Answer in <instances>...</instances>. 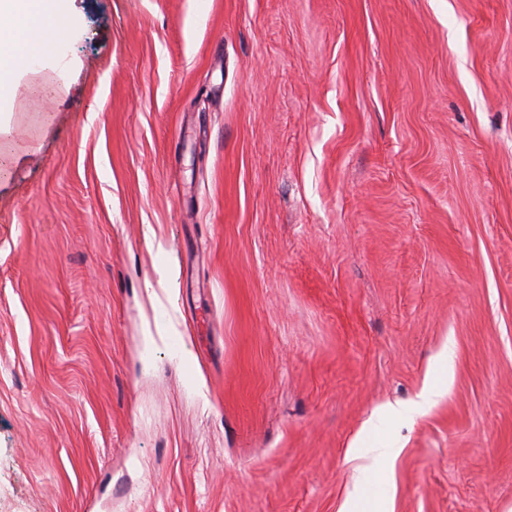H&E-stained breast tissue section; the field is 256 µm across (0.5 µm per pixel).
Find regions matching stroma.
<instances>
[{
  "mask_svg": "<svg viewBox=\"0 0 512 512\" xmlns=\"http://www.w3.org/2000/svg\"><path fill=\"white\" fill-rule=\"evenodd\" d=\"M71 11L0 136V512H339L447 345L383 508L512 512V0ZM452 360V352L446 347L440 361L439 375L433 381L426 383L422 391L415 399L404 403L386 404L376 411L374 419L363 429L366 433L376 431L377 422L382 416L390 417L394 420L411 423L424 413V411L433 405L443 393L441 382L444 377L447 379L448 369Z\"/></svg>",
  "mask_w": 512,
  "mask_h": 512,
  "instance_id": "35a3bbf8",
  "label": "stroma"
}]
</instances>
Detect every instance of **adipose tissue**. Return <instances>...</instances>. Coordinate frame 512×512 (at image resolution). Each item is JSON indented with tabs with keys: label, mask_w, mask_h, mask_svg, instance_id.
<instances>
[{
	"label": "adipose tissue",
	"mask_w": 512,
	"mask_h": 512,
	"mask_svg": "<svg viewBox=\"0 0 512 512\" xmlns=\"http://www.w3.org/2000/svg\"><path fill=\"white\" fill-rule=\"evenodd\" d=\"M68 18L67 0H0V104L12 100L17 75L28 70L33 59L49 53L50 41L68 34ZM451 360V351H444L439 379L426 383L415 399L382 406L380 415L413 422L442 395L440 379L447 376ZM351 454L356 458L372 456L373 462L340 512H375L372 487L382 479L390 451L380 448L369 452L358 440L353 443Z\"/></svg>",
	"instance_id": "adipose-tissue-1"
}]
</instances>
